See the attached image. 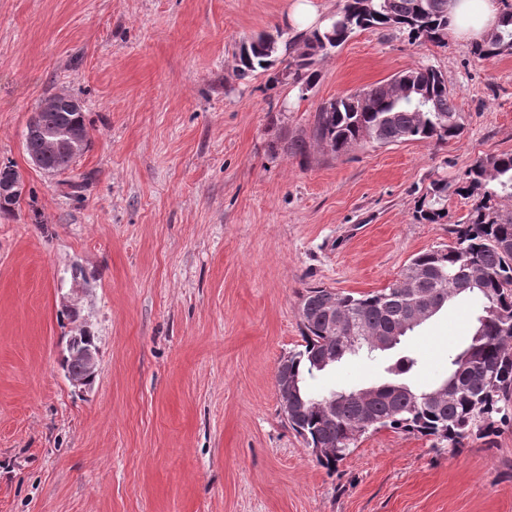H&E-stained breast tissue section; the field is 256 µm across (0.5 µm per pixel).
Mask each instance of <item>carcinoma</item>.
<instances>
[{
    "instance_id": "obj_1",
    "label": "carcinoma",
    "mask_w": 512,
    "mask_h": 512,
    "mask_svg": "<svg viewBox=\"0 0 512 512\" xmlns=\"http://www.w3.org/2000/svg\"><path fill=\"white\" fill-rule=\"evenodd\" d=\"M499 24L482 42L472 46L480 61L512 52V0H500ZM448 0H342L330 25L305 38L288 41L294 48L284 69L293 81L310 88L315 81V57L326 56L353 33L366 29L402 31L412 41L442 44L448 40ZM280 43L273 35H261L243 45L238 56L240 76L273 65ZM421 85L424 94L391 96L373 87L340 96L316 113L315 142L336 154L354 145L371 142L381 145L403 141L445 143L464 130V116L456 111L443 73L432 66H418L402 73ZM45 129L56 132L68 125L86 127L83 110L57 108L41 113ZM455 194L472 200L471 208L456 229V242L446 248L417 254L409 266L427 270L416 286L419 295L438 304L459 297H475L483 302L472 332L448 357V375L440 384L448 385V402L437 405L425 400L431 389L417 390L405 377L418 366L419 359L406 352L390 360L385 373L390 380L371 407L374 424L369 431L384 428L447 442L454 449L470 437L493 446L499 426L512 421V210L501 198H512V153H502L474 161L456 184ZM448 181L436 179L418 204L415 218L436 223L445 218ZM484 272L477 284L470 283L473 268ZM409 294L395 281L379 291L355 296L323 287L309 288L302 295L299 316L302 348L288 353L277 367L299 382V398L305 410L288 418V425L307 446L336 445V456L318 459L320 466L333 470L350 452L356 434L362 431L363 411L348 401L332 418L320 414L309 403L320 399L307 388L322 354L347 348L346 334L331 333L329 309L354 325L355 335L368 344L380 333L405 327Z\"/></svg>"
}]
</instances>
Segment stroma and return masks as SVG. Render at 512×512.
Returning <instances> with one entry per match:
<instances>
[{
  "label": "stroma",
  "mask_w": 512,
  "mask_h": 512,
  "mask_svg": "<svg viewBox=\"0 0 512 512\" xmlns=\"http://www.w3.org/2000/svg\"><path fill=\"white\" fill-rule=\"evenodd\" d=\"M293 4L0 0V164L24 181L0 213V512H512V424L458 450L383 429L329 471L275 386L306 289L377 291L454 241L470 200L449 194L434 224L415 210L432 180L512 153V54L372 29L318 58L308 91L279 63L240 78L243 43L297 36ZM422 64L445 74L460 137L293 153L321 106ZM61 91L90 146L49 176L24 134ZM480 307L451 304L403 339L413 386L447 376ZM82 326L99 348L83 391L61 367ZM385 362L353 356L308 386H373Z\"/></svg>",
  "instance_id": "obj_1"
}]
</instances>
